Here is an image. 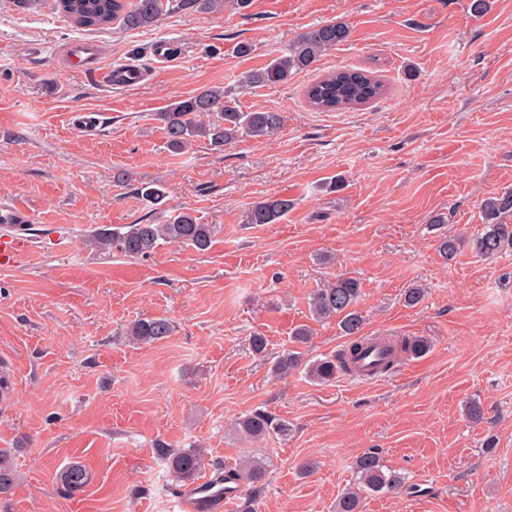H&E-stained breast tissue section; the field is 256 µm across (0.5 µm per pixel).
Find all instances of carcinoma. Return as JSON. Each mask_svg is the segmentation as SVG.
Here are the masks:
<instances>
[{
	"label": "carcinoma",
	"mask_w": 512,
	"mask_h": 512,
	"mask_svg": "<svg viewBox=\"0 0 512 512\" xmlns=\"http://www.w3.org/2000/svg\"><path fill=\"white\" fill-rule=\"evenodd\" d=\"M222 0H56V9L74 24L89 28H104L117 21L127 29H139L156 23L165 11L196 9L214 11ZM350 35L343 22H330L310 28L299 34L287 53L269 62L265 67L246 73L242 87L269 86L288 80L296 72L312 67L323 52L345 42ZM384 84L373 74L357 70H342L324 76L310 84L306 97L310 105L324 112L357 107L372 102L384 94ZM163 126L168 146L175 152L182 151L197 139H203L216 149L247 138L270 136L284 123L283 115L270 111H242L236 104L233 92L221 87H203L185 99L169 104L156 113ZM291 202L285 198L269 197L255 203L248 211L249 224H274L288 213ZM483 228L474 236H443L438 249L443 258L453 257L466 246L477 257L487 260L512 247V225L503 218L512 215V189L487 198L481 204ZM212 239V226L200 224L190 214H182L167 224H153L144 220L125 224L114 230L102 229L93 237V244L102 249H113L128 257L151 255L160 242L192 246L199 251L208 249ZM361 294L360 282L347 275L334 278L312 294L310 311L316 321L338 319L342 333L349 341L343 349L325 358L303 364V353L298 348L311 343L313 330L303 324L292 334L294 348L284 350L273 363V371L286 377L306 366L309 377L325 383L336 379L340 372H350V359L362 348L369 337L363 335L364 319L356 309ZM172 323L165 317L142 318L127 329L130 340L152 344L168 338ZM427 348V341L401 337L390 339L394 353L388 360L379 362L378 374L393 370L396 353L418 355ZM243 436L258 440L272 433L285 434L288 425L263 411H254L237 422ZM156 452L167 465L169 475L177 482L190 484L203 466L204 451L200 448H170L162 443ZM357 474L356 486L345 490L336 500V512H362L363 497L369 493H391L403 487L404 478L393 469L385 467L375 450H368L354 461ZM267 472L266 463L246 460L235 467L217 468V480L224 488L244 493L238 512H254L253 500ZM57 478L71 491H79L90 481L89 471L79 462L62 468ZM17 474L9 455L0 451V495L11 494Z\"/></svg>",
	"instance_id": "obj_1"
}]
</instances>
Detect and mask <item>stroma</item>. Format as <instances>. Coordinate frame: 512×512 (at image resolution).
<instances>
[{
  "mask_svg": "<svg viewBox=\"0 0 512 512\" xmlns=\"http://www.w3.org/2000/svg\"><path fill=\"white\" fill-rule=\"evenodd\" d=\"M250 0L248 7L174 11L135 30H86L55 0L15 9L0 0V198L32 214L34 251L0 269V450L19 480L0 512H177L179 488L155 446L205 451L215 464L264 459L256 512H334L378 449L405 485L365 497L363 512H512V248L492 260L437 251L441 235L474 234L479 203L512 189V0ZM348 24L346 42L288 81L238 94L244 111L280 112L275 135L224 151L166 145L155 114L203 86L235 87L309 28ZM95 45L98 65H137L111 90L64 63L70 44ZM174 44L161 60L159 43ZM249 53H239L241 44ZM373 73L375 101L338 112L307 102L332 71ZM96 114L73 127V111ZM164 185L162 204L142 185ZM294 206L251 224L268 197ZM187 211L213 227L207 251L164 244L146 258L102 251L100 229ZM445 214L447 224L431 220ZM348 274L367 336H421L430 348L375 381L306 370L272 374L299 325L308 359L347 342L336 320L312 321L309 297ZM427 294L404 303L412 285ZM164 316L171 336L135 345V320ZM267 339L265 356L249 344ZM481 403L486 420L465 416ZM256 410L288 434L254 441L234 429ZM494 448H486L487 440ZM81 462L91 480L70 493L56 479ZM315 462L312 475L299 473Z\"/></svg>",
  "mask_w": 512,
  "mask_h": 512,
  "instance_id": "35a3bbf8",
  "label": "stroma"
}]
</instances>
